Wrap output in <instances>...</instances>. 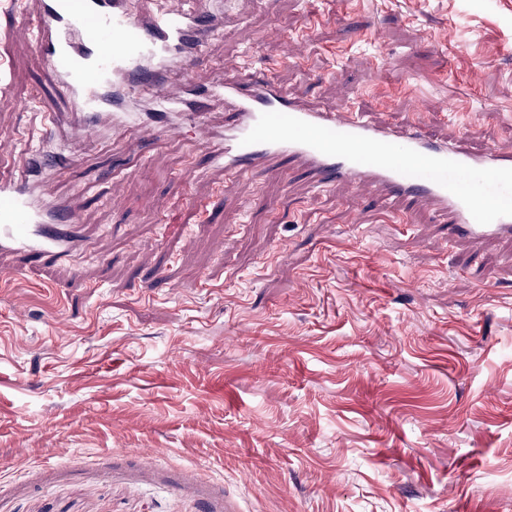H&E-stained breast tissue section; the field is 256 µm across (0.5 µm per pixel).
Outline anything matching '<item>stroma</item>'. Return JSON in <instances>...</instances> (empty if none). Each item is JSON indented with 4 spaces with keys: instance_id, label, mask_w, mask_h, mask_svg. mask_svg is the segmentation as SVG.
<instances>
[{
    "instance_id": "obj_1",
    "label": "stroma",
    "mask_w": 512,
    "mask_h": 512,
    "mask_svg": "<svg viewBox=\"0 0 512 512\" xmlns=\"http://www.w3.org/2000/svg\"><path fill=\"white\" fill-rule=\"evenodd\" d=\"M0 0V178L62 103ZM512 152V0H224L171 76ZM92 136L71 261L0 257V512H512V239L423 198L227 178L192 135Z\"/></svg>"
}]
</instances>
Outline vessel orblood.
Instances as JSON below:
<instances>
[{"label":"vessel or blood","instance_id":"1","mask_svg":"<svg viewBox=\"0 0 512 512\" xmlns=\"http://www.w3.org/2000/svg\"><path fill=\"white\" fill-rule=\"evenodd\" d=\"M223 23L222 13L201 14L194 0L174 13L142 12L137 0H41L34 46L66 101L47 113L39 145L59 135L69 152L55 161L65 164L106 120L154 138L193 132L229 177L275 175L271 159L286 156L322 184L373 183L387 200L429 199L451 216V237H512L511 153L470 152L431 140L417 124L377 123L350 107L312 109L268 76L246 87L228 76L205 96L170 82V66L198 57ZM218 101L231 118L216 130L205 117ZM81 208L79 197L54 196L49 168L1 180L0 255L70 258L83 247Z\"/></svg>","mask_w":512,"mask_h":512}]
</instances>
